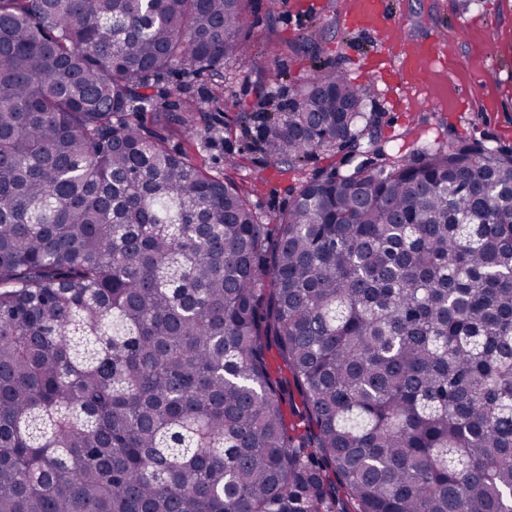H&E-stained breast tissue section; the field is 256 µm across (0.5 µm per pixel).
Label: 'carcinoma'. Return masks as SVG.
<instances>
[{
  "label": "carcinoma",
  "instance_id": "cac0c4a2",
  "mask_svg": "<svg viewBox=\"0 0 512 512\" xmlns=\"http://www.w3.org/2000/svg\"><path fill=\"white\" fill-rule=\"evenodd\" d=\"M247 5L0 0V512H512V149L394 153L319 66L242 116L343 153L262 223L140 120L224 106ZM268 361L271 378L281 385L283 391L282 409L289 433L298 437L310 438L312 425L307 416L306 401L292 382L291 375L279 358L274 343L270 345Z\"/></svg>",
  "mask_w": 512,
  "mask_h": 512
}]
</instances>
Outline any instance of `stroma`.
Instances as JSON below:
<instances>
[{
    "label": "stroma",
    "instance_id": "obj_1",
    "mask_svg": "<svg viewBox=\"0 0 512 512\" xmlns=\"http://www.w3.org/2000/svg\"><path fill=\"white\" fill-rule=\"evenodd\" d=\"M296 2L250 0L252 60L225 72L223 111L208 113L205 126L167 135L170 149L230 173L263 222L287 206L290 188L340 156L319 154L288 169L256 150L237 115L308 79L316 56L369 86L389 121L383 133L391 150L416 140L444 146L460 137L512 148V0H388L392 23L379 37L352 27L357 0H317L306 13ZM420 43L429 50L416 58L410 83L400 85L398 56ZM210 127L215 137L207 136ZM268 361L290 434L311 437L306 401L277 350Z\"/></svg>",
    "mask_w": 512,
    "mask_h": 512
}]
</instances>
